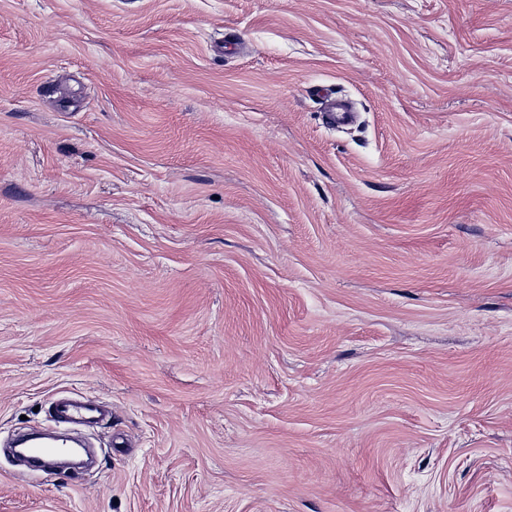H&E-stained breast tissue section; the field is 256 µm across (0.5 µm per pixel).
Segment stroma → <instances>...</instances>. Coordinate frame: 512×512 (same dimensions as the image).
I'll use <instances>...</instances> for the list:
<instances>
[{
  "mask_svg": "<svg viewBox=\"0 0 512 512\" xmlns=\"http://www.w3.org/2000/svg\"><path fill=\"white\" fill-rule=\"evenodd\" d=\"M62 393L0 512H512V0H0V439ZM50 418L59 424L94 422L107 413L96 400L81 395L55 397L49 407ZM79 442L68 433L53 431L44 434H31L21 437L15 441L14 445L10 448L12 454L17 458L26 462L28 455L32 461L39 459L40 462L36 463L39 467L34 468L33 471L47 472L50 460L63 452V448H74ZM19 448H28L27 452L23 454Z\"/></svg>",
  "mask_w": 512,
  "mask_h": 512,
  "instance_id": "obj_1",
  "label": "stroma"
}]
</instances>
